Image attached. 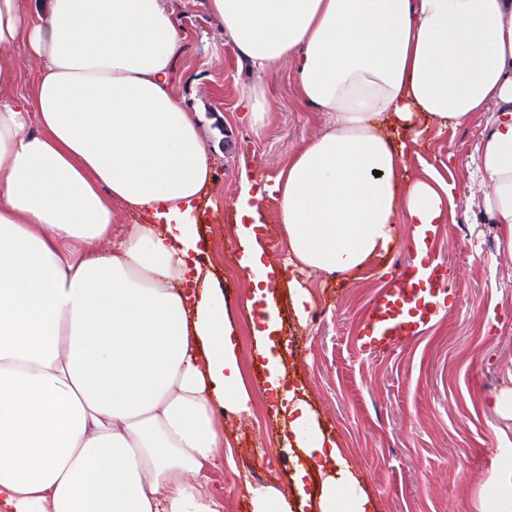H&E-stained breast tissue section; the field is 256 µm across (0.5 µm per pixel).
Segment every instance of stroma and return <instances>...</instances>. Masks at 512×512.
I'll return each instance as SVG.
<instances>
[{"instance_id": "stroma-1", "label": "stroma", "mask_w": 512, "mask_h": 512, "mask_svg": "<svg viewBox=\"0 0 512 512\" xmlns=\"http://www.w3.org/2000/svg\"><path fill=\"white\" fill-rule=\"evenodd\" d=\"M186 31L176 63L174 95L200 112L199 133L214 161L211 199L200 202L199 259L224 291L240 338V357L254 402L252 415L221 410L224 467L209 486L224 512H253L247 486L273 485L297 501L286 413L270 410L266 361L255 350L249 286L238 275L232 224L242 165L255 181L275 178L289 154L319 136L328 117L297 97L292 61L263 78L274 117L262 133L234 117L241 88L252 81L205 0H168ZM487 113L466 128L430 134L410 148L411 173L437 172L453 185L455 218L440 225L434 248L452 270L455 300L426 334L381 352L360 350L355 337L375 295L395 268L414 259L412 228L397 227L390 250L348 278L303 276L312 295L299 321L285 272L275 291L277 334L293 340L286 379L304 393L317 420L339 440L377 512H478V494L498 449L512 448V415L496 412V396L512 390V254L499 249L497 228L482 200L487 191L476 147Z\"/></svg>"}]
</instances>
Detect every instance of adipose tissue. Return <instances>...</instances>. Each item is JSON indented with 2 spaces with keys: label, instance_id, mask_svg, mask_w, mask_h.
<instances>
[{
  "label": "adipose tissue",
  "instance_id": "adipose-tissue-1",
  "mask_svg": "<svg viewBox=\"0 0 512 512\" xmlns=\"http://www.w3.org/2000/svg\"><path fill=\"white\" fill-rule=\"evenodd\" d=\"M255 76L286 59L325 131L272 183L243 180L234 227L254 300L280 266L346 277L389 251L397 225L448 221L453 188L409 175V144L493 111L478 148L485 208L512 251V0H207ZM185 33L164 0H0V512H223L222 407L252 403L224 292L187 216L212 157L171 91ZM45 61L31 108L16 47ZM288 242L266 259L256 202ZM137 215L113 238L117 209ZM112 248H103L105 240ZM275 325L253 326L288 401V445L321 477L317 512H377L340 443L284 389ZM479 512H512V448Z\"/></svg>",
  "mask_w": 512,
  "mask_h": 512
}]
</instances>
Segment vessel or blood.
Masks as SVG:
<instances>
[{
    "mask_svg": "<svg viewBox=\"0 0 512 512\" xmlns=\"http://www.w3.org/2000/svg\"><path fill=\"white\" fill-rule=\"evenodd\" d=\"M447 266L435 255L409 261L371 303L357 337L359 349L380 351L421 337L448 307Z\"/></svg>",
    "mask_w": 512,
    "mask_h": 512,
    "instance_id": "obj_1",
    "label": "vessel or blood"
}]
</instances>
